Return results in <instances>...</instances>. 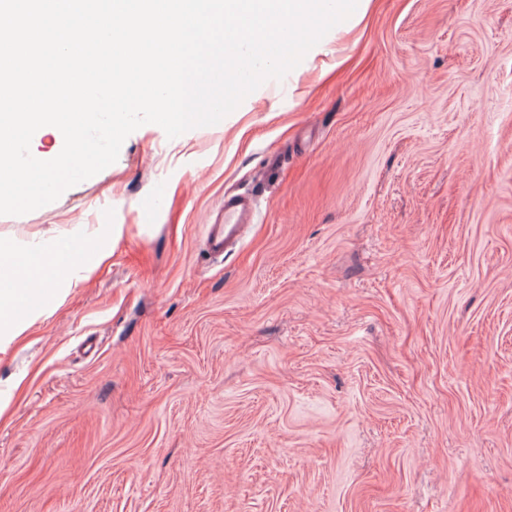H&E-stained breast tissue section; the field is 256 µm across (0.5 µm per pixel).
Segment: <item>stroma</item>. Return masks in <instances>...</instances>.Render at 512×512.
<instances>
[{"label":"stroma","instance_id":"stroma-1","mask_svg":"<svg viewBox=\"0 0 512 512\" xmlns=\"http://www.w3.org/2000/svg\"><path fill=\"white\" fill-rule=\"evenodd\" d=\"M0 242V512H512V0H378ZM252 204L248 197L224 196V206L221 207L223 219L219 224H209L207 233L211 257H223L225 251L236 245L240 226L250 222Z\"/></svg>","mask_w":512,"mask_h":512}]
</instances>
